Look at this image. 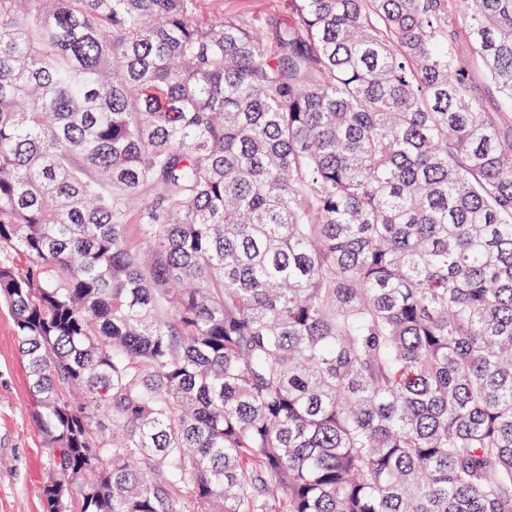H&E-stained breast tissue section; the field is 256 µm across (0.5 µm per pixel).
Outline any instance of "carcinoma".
Instances as JSON below:
<instances>
[{
    "label": "carcinoma",
    "instance_id": "carcinoma-1",
    "mask_svg": "<svg viewBox=\"0 0 512 512\" xmlns=\"http://www.w3.org/2000/svg\"><path fill=\"white\" fill-rule=\"evenodd\" d=\"M212 2L0 0L45 512H512V0ZM224 14L249 19L256 26L288 15V0H223Z\"/></svg>",
    "mask_w": 512,
    "mask_h": 512
}]
</instances>
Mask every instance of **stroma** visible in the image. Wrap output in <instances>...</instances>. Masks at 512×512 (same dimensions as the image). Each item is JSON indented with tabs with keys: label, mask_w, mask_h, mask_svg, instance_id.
<instances>
[{
	"label": "stroma",
	"mask_w": 512,
	"mask_h": 512,
	"mask_svg": "<svg viewBox=\"0 0 512 512\" xmlns=\"http://www.w3.org/2000/svg\"><path fill=\"white\" fill-rule=\"evenodd\" d=\"M225 14L263 26L288 14V0H223ZM46 450L31 414V396L13 315L0 306V512H43Z\"/></svg>",
	"instance_id": "obj_1"
}]
</instances>
